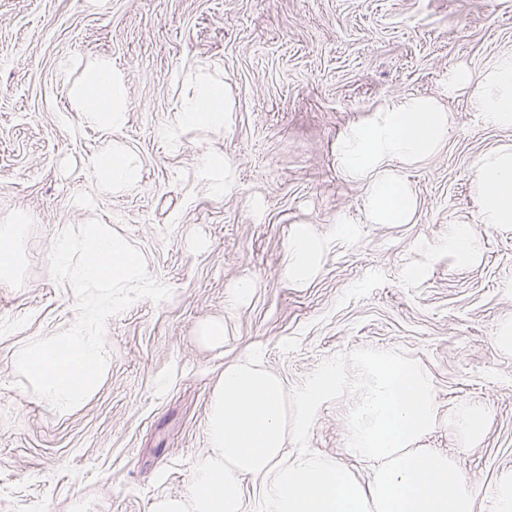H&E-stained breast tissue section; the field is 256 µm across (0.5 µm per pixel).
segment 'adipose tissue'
Returning <instances> with one entry per match:
<instances>
[{"mask_svg": "<svg viewBox=\"0 0 512 512\" xmlns=\"http://www.w3.org/2000/svg\"><path fill=\"white\" fill-rule=\"evenodd\" d=\"M191 79L196 93L181 103L175 127L219 129L226 119L224 84L202 72ZM473 88V99L483 119L493 125H512V54L499 57L480 78L462 67L448 71V92ZM71 96L86 119L106 129H119L126 121L123 87L102 60L86 69L71 89ZM444 111L434 100L408 98L380 107L370 122L348 129L336 146L341 168L366 187L370 217L380 224L405 223L413 207L400 177L387 168L390 160L405 162L423 156L448 135ZM93 169L99 182L118 192L134 187L141 178L136 158L120 142L103 147ZM479 221L512 224V149L484 157L476 169ZM320 244L311 234H297L290 247L286 272L296 282L314 270Z\"/></svg>", "mask_w": 512, "mask_h": 512, "instance_id": "obj_1", "label": "adipose tissue"}]
</instances>
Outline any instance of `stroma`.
<instances>
[{
	"instance_id": "35a3bbf8",
	"label": "stroma",
	"mask_w": 512,
	"mask_h": 512,
	"mask_svg": "<svg viewBox=\"0 0 512 512\" xmlns=\"http://www.w3.org/2000/svg\"><path fill=\"white\" fill-rule=\"evenodd\" d=\"M512 52V0H0V223L25 214L14 281L0 285V512H155L184 498L209 452L210 398L226 366L261 349L285 390L322 361L361 347L402 349L426 371L436 425L419 448L448 454L491 512L512 477V224L478 220V161L512 147L484 123L448 70L472 76ZM108 59L128 121L90 124L69 94ZM223 81L222 129L166 130L188 73ZM431 96L451 132L415 161L391 162L414 198L406 223L367 217L366 191L336 160L352 125L380 105ZM119 140L142 166L129 190L102 189L92 157ZM224 158L210 191L200 164ZM109 224L172 288L108 318L98 387L68 411L21 387L15 354L76 318V296L49 274L55 239ZM452 224L480 239L469 264L439 247ZM322 241L302 283L286 273L295 232ZM419 273L409 276V266ZM250 292L225 299L240 280ZM224 325V339L204 331ZM352 396L323 403L310 449L367 478L348 451ZM484 416L470 436L459 408ZM202 169L210 175L211 181L213 182V191L215 193H221L229 179V172L224 159L207 156L203 161Z\"/></svg>"
}]
</instances>
